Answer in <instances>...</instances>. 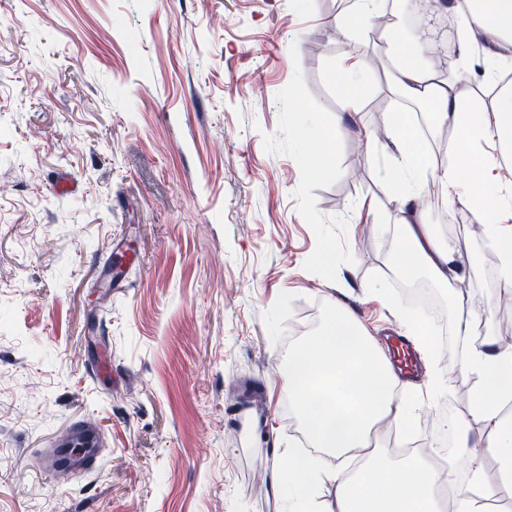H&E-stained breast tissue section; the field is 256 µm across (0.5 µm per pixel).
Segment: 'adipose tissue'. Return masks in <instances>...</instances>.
Here are the masks:
<instances>
[{"label":"adipose tissue","instance_id":"obj_1","mask_svg":"<svg viewBox=\"0 0 512 512\" xmlns=\"http://www.w3.org/2000/svg\"><path fill=\"white\" fill-rule=\"evenodd\" d=\"M428 11L456 13L467 37L486 39L484 80L497 83L500 50L512 44V0H428ZM430 31L428 19H420L412 38L395 48L393 98L433 102L437 125L453 126L464 141H485L492 151L476 156L457 150L447 166L438 167L427 162L402 114L389 117L398 157L385 190L400 214L403 252L398 266L424 265L443 283L449 274L462 273L456 245L425 222L416 201L430 181L440 182L451 199L465 186L470 196L481 200L474 220L500 253L498 288L511 295L512 225L498 223L496 216L512 213V195L492 188L482 174L512 157V83L497 84L493 109L484 112L479 101L463 96L444 72L427 65L423 51L431 43ZM337 67L343 110L358 112L363 102L361 75L370 62L345 56ZM462 369L475 383L469 400L448 419L453 444L447 454L379 461L372 446L377 426L385 421L408 425L414 410L398 398L399 380L383 349L355 317L333 307L312 336L289 347L280 369L288 406L302 429L301 449L273 475L292 499L290 512H322L318 497L325 483L336 489V512H439L438 489L444 484L455 492L454 512H487L488 500L512 485V416L504 412L512 403V344L492 340L470 345ZM475 424L482 431L479 447L470 440ZM324 455L359 457L363 464L353 472L327 470L320 464ZM491 458L499 465L494 480L487 469Z\"/></svg>","mask_w":512,"mask_h":512}]
</instances>
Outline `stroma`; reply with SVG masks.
<instances>
[{"label": "stroma", "mask_w": 512, "mask_h": 512, "mask_svg": "<svg viewBox=\"0 0 512 512\" xmlns=\"http://www.w3.org/2000/svg\"><path fill=\"white\" fill-rule=\"evenodd\" d=\"M352 0H0V512H288L273 471L299 446L279 366L332 305L380 344L411 306L399 274L383 71L336 146L338 58L376 51ZM483 40L458 73L485 103ZM73 189L56 195L53 184ZM468 269L484 339L512 331L489 243L447 197L423 212ZM331 248L332 263L320 255ZM454 316L422 357L416 434L460 406ZM96 425L95 468L38 456Z\"/></svg>", "instance_id": "obj_1"}]
</instances>
